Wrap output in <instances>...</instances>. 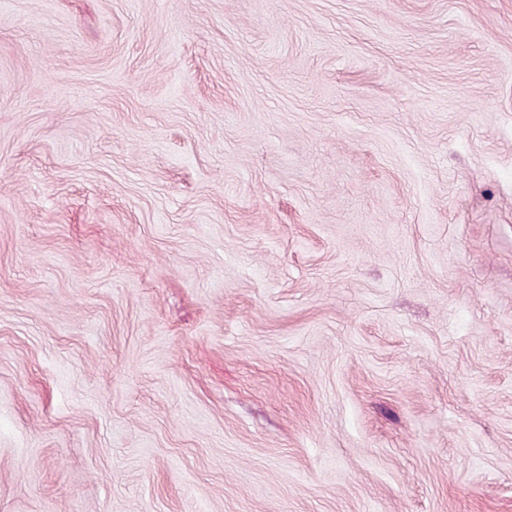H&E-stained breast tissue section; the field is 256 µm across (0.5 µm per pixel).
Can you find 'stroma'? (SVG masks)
I'll use <instances>...</instances> for the list:
<instances>
[{"label": "stroma", "instance_id": "35a3bbf8", "mask_svg": "<svg viewBox=\"0 0 512 512\" xmlns=\"http://www.w3.org/2000/svg\"><path fill=\"white\" fill-rule=\"evenodd\" d=\"M0 512H512V0H0Z\"/></svg>", "mask_w": 512, "mask_h": 512}]
</instances>
